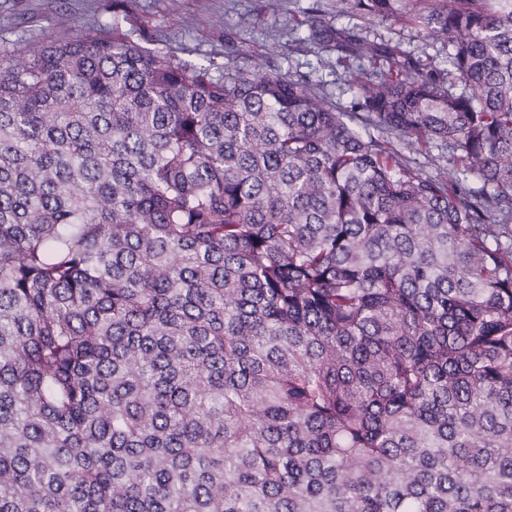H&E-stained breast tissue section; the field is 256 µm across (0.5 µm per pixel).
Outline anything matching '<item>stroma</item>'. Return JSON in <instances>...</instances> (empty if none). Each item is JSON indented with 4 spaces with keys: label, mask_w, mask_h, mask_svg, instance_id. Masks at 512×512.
Returning <instances> with one entry per match:
<instances>
[{
    "label": "stroma",
    "mask_w": 512,
    "mask_h": 512,
    "mask_svg": "<svg viewBox=\"0 0 512 512\" xmlns=\"http://www.w3.org/2000/svg\"><path fill=\"white\" fill-rule=\"evenodd\" d=\"M266 0H0V59L49 41L61 16L80 29L106 24L148 48L170 49L215 69L243 67L262 60L281 73L302 76L352 111L356 76L378 80L388 68L382 58L357 59L310 43L306 22L313 0H282L269 13ZM338 28L363 27L371 40L397 46L402 55L439 67L448 65V47L422 40L397 19L368 22L355 16L331 17Z\"/></svg>",
    "instance_id": "35a3bbf8"
}]
</instances>
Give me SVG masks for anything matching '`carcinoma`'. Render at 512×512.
Here are the masks:
<instances>
[{"label":"carcinoma","instance_id":"cac0c4a2","mask_svg":"<svg viewBox=\"0 0 512 512\" xmlns=\"http://www.w3.org/2000/svg\"><path fill=\"white\" fill-rule=\"evenodd\" d=\"M334 8L448 68L317 14L354 112L72 21L0 69V512H512V0ZM335 13L326 14V20L337 28H367L368 36L376 42H388L397 46L402 56L420 60L421 63L448 68V46L422 40L414 28L395 18L383 22L365 21L355 16L336 17Z\"/></svg>","mask_w":512,"mask_h":512}]
</instances>
